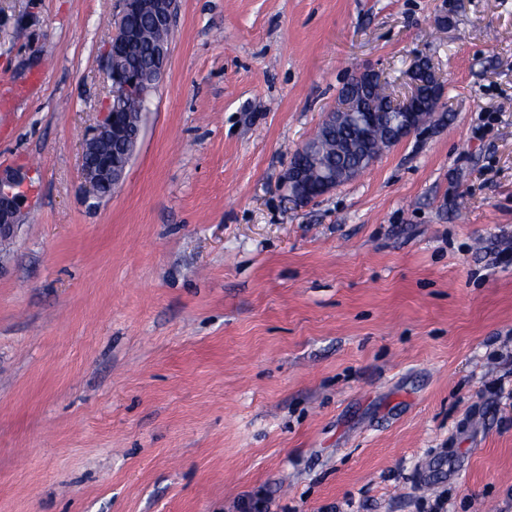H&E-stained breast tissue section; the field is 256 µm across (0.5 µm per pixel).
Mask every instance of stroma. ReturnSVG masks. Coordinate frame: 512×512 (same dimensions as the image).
Here are the masks:
<instances>
[{
  "instance_id": "1",
  "label": "stroma",
  "mask_w": 512,
  "mask_h": 512,
  "mask_svg": "<svg viewBox=\"0 0 512 512\" xmlns=\"http://www.w3.org/2000/svg\"><path fill=\"white\" fill-rule=\"evenodd\" d=\"M120 0H0V512H512V0H179L123 185L89 199ZM443 80L306 205L355 70ZM303 173L300 168L289 164L283 176V185L288 191V197L296 204H308L310 199L307 189L302 187ZM28 193L29 183L21 169L0 170V246L14 239L22 226L20 215Z\"/></svg>"
}]
</instances>
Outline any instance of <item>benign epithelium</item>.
Listing matches in <instances>:
<instances>
[{
    "mask_svg": "<svg viewBox=\"0 0 512 512\" xmlns=\"http://www.w3.org/2000/svg\"><path fill=\"white\" fill-rule=\"evenodd\" d=\"M178 9V0H122V7L115 24V32L107 46L106 78L111 82L112 91L132 95L143 101L162 79L168 61L170 44L157 46L153 63L149 66L135 60V49L141 38L139 27L128 20V14L144 13L157 25L172 30ZM367 76L377 83L381 94L392 101V105L406 110L402 121L403 129L397 140L401 141L415 133L422 123L417 121V113L407 111L418 96L421 84L419 77L432 79L437 96L428 103L438 108L442 96V81L434 66L426 67L421 61L414 62L405 73L404 92L395 95L388 91L386 76L373 69L358 70L354 76ZM350 102L338 95L336 105L324 113L326 119H348L360 127L374 125L372 112H351ZM142 116L133 117L126 112H117L114 102H109L107 112L84 137L81 166L84 181L90 189V196L100 200L98 188L107 184L111 190L118 189L125 181L127 169L141 138ZM303 173L296 166H288L283 176V185L288 197L296 204L311 202L308 190L302 187ZM29 183L26 174L17 168L0 170V244L14 239L21 227L20 215L27 201Z\"/></svg>",
    "mask_w": 512,
    "mask_h": 512,
    "instance_id": "7a95c632",
    "label": "benign epithelium"
}]
</instances>
